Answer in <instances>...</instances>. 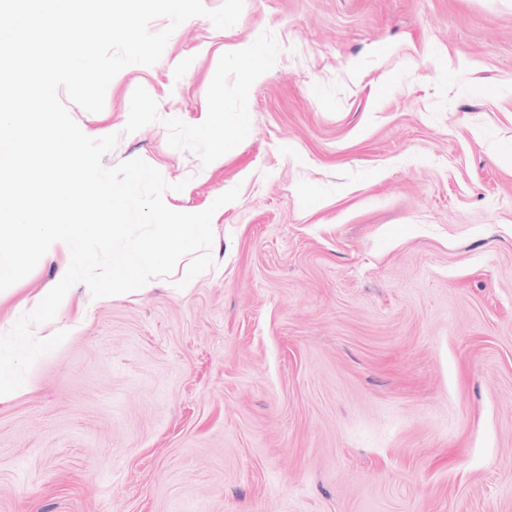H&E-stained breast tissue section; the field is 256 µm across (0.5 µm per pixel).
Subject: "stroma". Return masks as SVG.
<instances>
[{"instance_id":"1","label":"stroma","mask_w":512,"mask_h":512,"mask_svg":"<svg viewBox=\"0 0 512 512\" xmlns=\"http://www.w3.org/2000/svg\"><path fill=\"white\" fill-rule=\"evenodd\" d=\"M67 109L170 209L239 196L191 281L33 326L66 338L0 403V512H512V0H244Z\"/></svg>"}]
</instances>
